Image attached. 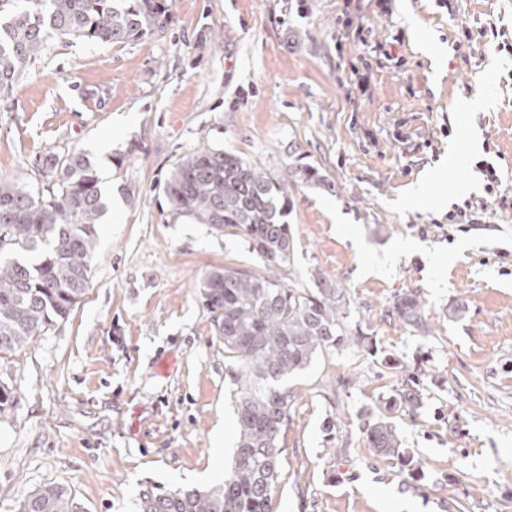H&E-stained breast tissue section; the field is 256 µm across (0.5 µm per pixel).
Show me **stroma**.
Here are the masks:
<instances>
[{
    "mask_svg": "<svg viewBox=\"0 0 512 512\" xmlns=\"http://www.w3.org/2000/svg\"><path fill=\"white\" fill-rule=\"evenodd\" d=\"M162 32L121 44L55 39L0 101V176L44 187L46 155L84 153L107 212L89 289L68 319L0 358L13 405L0 446V512L46 483L83 512H137L146 490L212 487L238 439L234 358L198 294L205 273L258 270L236 237L172 212L162 192L177 161L210 145L284 173L316 167L334 189L300 187L281 279L339 281L377 352L317 357L294 393L272 512H512V0H168ZM363 25L344 35L341 23ZM474 31L459 43L457 29ZM432 33L443 61L418 51ZM459 158L449 163V147ZM500 177L488 195L480 161ZM425 180L431 200L402 207ZM478 224H456L464 203ZM390 252L391 266L367 273ZM420 289L430 333L388 318ZM463 301L466 314L443 312ZM397 369H388L386 360ZM419 380L422 404L396 412L421 462L402 482L373 457L365 408ZM338 420L333 434L324 423ZM225 428L223 448L212 434ZM349 446L328 459L329 441Z\"/></svg>",
    "mask_w": 512,
    "mask_h": 512,
    "instance_id": "1",
    "label": "stroma"
}]
</instances>
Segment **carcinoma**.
Instances as JSON below:
<instances>
[{
	"mask_svg": "<svg viewBox=\"0 0 512 512\" xmlns=\"http://www.w3.org/2000/svg\"><path fill=\"white\" fill-rule=\"evenodd\" d=\"M167 11V0H0V99L12 93L51 40H138L164 29ZM40 172L47 185L37 191L0 177V358L68 319L89 288L106 208L98 171L74 152L45 156ZM303 184L331 189L313 166L291 165L288 175H273L209 145L183 156L170 171L163 186L170 208L241 238L262 266L257 272L210 270L199 281L215 338L240 363L231 473L212 489L145 491L138 512H270L293 404L286 380L320 354L375 350L372 338L351 325L350 296L339 282L315 274L313 287L301 288L276 275L293 251L288 215ZM387 316L411 332L431 330L418 289L395 294ZM420 404V395L404 387L366 413L368 447L406 480L415 477L419 463L402 447L392 414ZM20 512L81 510L70 489L47 483L23 500Z\"/></svg>",
	"mask_w": 512,
	"mask_h": 512,
	"instance_id": "obj_1",
	"label": "carcinoma"
}]
</instances>
